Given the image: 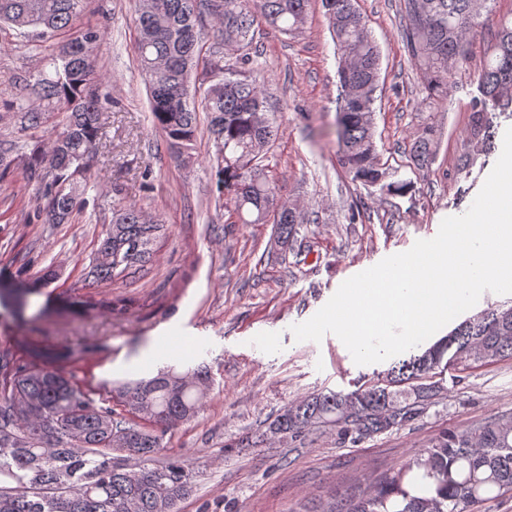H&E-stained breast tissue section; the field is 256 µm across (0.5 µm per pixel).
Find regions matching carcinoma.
I'll return each instance as SVG.
<instances>
[{
    "instance_id": "obj_1",
    "label": "carcinoma",
    "mask_w": 512,
    "mask_h": 512,
    "mask_svg": "<svg viewBox=\"0 0 512 512\" xmlns=\"http://www.w3.org/2000/svg\"><path fill=\"white\" fill-rule=\"evenodd\" d=\"M493 0H406L405 39L417 62L429 103L448 100V77L466 62L465 45ZM336 41L338 161L351 182L390 196L406 195L413 183L381 164L374 115L381 49L355 0H320ZM203 6L217 21L235 62L214 58L200 82L190 84L201 48L197 36ZM311 0H136V55L150 93V112L167 144L193 149L197 113L207 114L214 145L211 170L220 193L232 201L235 223L275 224L277 242L290 248L308 220L294 203L276 204V181L262 164L277 134L249 50L263 24L285 35L307 23ZM83 0H0V26L41 35L62 30L74 36L26 81L28 95L9 103L22 141L0 146V178L17 159L34 187L36 217L69 224L87 209L93 188L90 161L103 140L104 111L96 54L104 33L78 26ZM471 102L474 146L457 171L473 167L494 148L496 119H512V22L502 23L492 55L478 74ZM47 133L45 140L37 132ZM439 145L435 125L425 122L408 149L412 166L432 164ZM159 221L121 198H112V224L90 262L95 281L124 278L152 257ZM55 271L42 268L32 287L0 292V306L19 314L42 294ZM0 361V512H177L192 491L194 476L179 460L150 466L170 428L191 419L209 384L198 365L185 372L163 368L151 378L126 381L101 396L82 387L75 372L36 355ZM512 359V306L481 310L423 352L388 369L381 382L351 393L310 395L283 410L273 435L298 437L323 423L340 425L359 440L416 420L436 392L425 383L441 366L464 368ZM117 399L123 411L111 406ZM133 448L135 456L125 453ZM512 491V416H498L472 429H448L372 492L329 512H473V506Z\"/></svg>"
}]
</instances>
